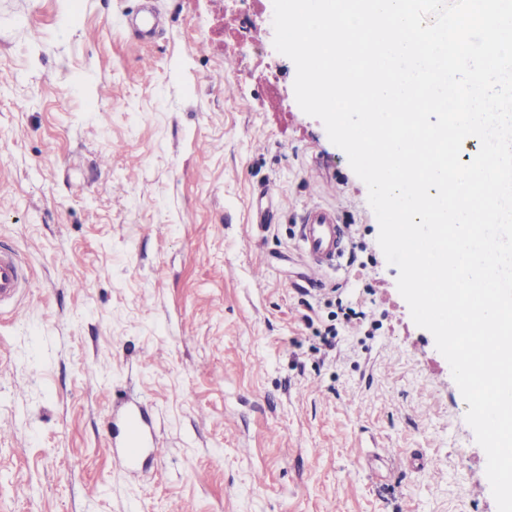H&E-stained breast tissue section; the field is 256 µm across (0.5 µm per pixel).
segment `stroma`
<instances>
[{
    "label": "stroma",
    "mask_w": 512,
    "mask_h": 512,
    "mask_svg": "<svg viewBox=\"0 0 512 512\" xmlns=\"http://www.w3.org/2000/svg\"><path fill=\"white\" fill-rule=\"evenodd\" d=\"M262 2L257 56L233 0H0V250L35 284L0 310V512H497ZM314 206L352 230L315 285ZM129 402L157 418L139 476L108 449Z\"/></svg>",
    "instance_id": "35a3bbf8"
}]
</instances>
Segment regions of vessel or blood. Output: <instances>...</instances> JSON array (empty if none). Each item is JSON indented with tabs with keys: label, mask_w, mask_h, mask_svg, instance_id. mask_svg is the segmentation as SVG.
Returning <instances> with one entry per match:
<instances>
[{
	"label": "vessel or blood",
	"mask_w": 512,
	"mask_h": 512,
	"mask_svg": "<svg viewBox=\"0 0 512 512\" xmlns=\"http://www.w3.org/2000/svg\"><path fill=\"white\" fill-rule=\"evenodd\" d=\"M351 234L347 225L337 223L332 212L314 207L306 210L300 226L299 244L308 261L311 280L343 258ZM23 267L14 253L0 252V306L10 304L25 288ZM125 438L112 455L127 470L146 468L158 457L154 420L142 407L128 409L123 416Z\"/></svg>",
	"instance_id": "vessel-or-blood-1"
}]
</instances>
